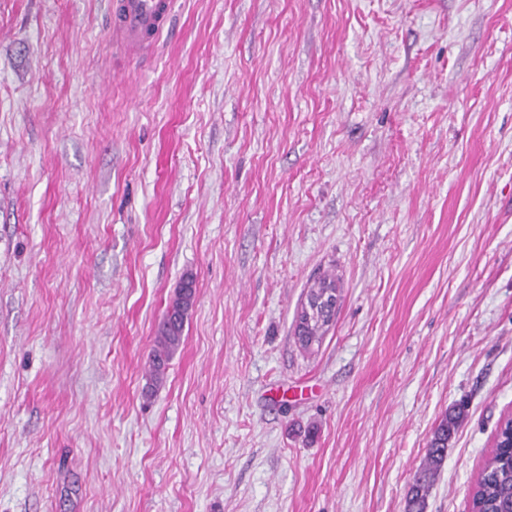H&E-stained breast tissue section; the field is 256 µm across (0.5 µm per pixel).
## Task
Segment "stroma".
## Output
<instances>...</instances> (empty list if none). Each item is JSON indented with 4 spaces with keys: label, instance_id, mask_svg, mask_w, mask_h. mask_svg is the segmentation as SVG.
I'll return each mask as SVG.
<instances>
[{
    "label": "stroma",
    "instance_id": "obj_1",
    "mask_svg": "<svg viewBox=\"0 0 512 512\" xmlns=\"http://www.w3.org/2000/svg\"><path fill=\"white\" fill-rule=\"evenodd\" d=\"M108 16L0 0V512H404L463 398L426 512H470L512 412V0H173L140 62ZM195 295L193 276L184 275L174 300L158 326L150 364V377L153 383L161 380L168 361L182 343L185 322L193 306ZM339 291V283L336 274H326L318 278L309 286L306 293V301L311 308L310 317L307 314L300 316V323L295 325V335H300L296 342L303 350H310L313 345L319 344L324 333L327 331L329 321L322 318L320 310L313 311L317 301L326 293H330V297H334L337 303V293ZM468 404H455L435 429L429 443L425 467L415 477L406 497V512H425L426 500L447 456L448 443L467 417Z\"/></svg>",
    "mask_w": 512,
    "mask_h": 512
}]
</instances>
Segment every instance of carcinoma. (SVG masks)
Wrapping results in <instances>:
<instances>
[{
	"label": "carcinoma",
	"mask_w": 512,
	"mask_h": 512,
	"mask_svg": "<svg viewBox=\"0 0 512 512\" xmlns=\"http://www.w3.org/2000/svg\"><path fill=\"white\" fill-rule=\"evenodd\" d=\"M339 283L334 274H326L313 282L306 293V301L313 307L326 293L337 297ZM196 295L194 278L183 276L170 307L158 326L155 347L151 355L150 377L161 380L167 363L180 347L188 312ZM329 327L321 312L300 316L295 325L298 345L309 350L320 343ZM468 404L454 405L435 429L429 443L425 467L415 477L406 497L405 512H425L426 500L438 471L447 456L448 443L467 417ZM499 447L493 449L480 470L471 494V512H512V438L508 427L499 432Z\"/></svg>",
	"instance_id": "carcinoma-1"
}]
</instances>
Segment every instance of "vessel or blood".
Masks as SVG:
<instances>
[{"instance_id":"obj_1","label":"vessel or blood","mask_w":512,"mask_h":512,"mask_svg":"<svg viewBox=\"0 0 512 512\" xmlns=\"http://www.w3.org/2000/svg\"><path fill=\"white\" fill-rule=\"evenodd\" d=\"M172 0H112L111 31L120 51L145 58L166 27Z\"/></svg>"}]
</instances>
